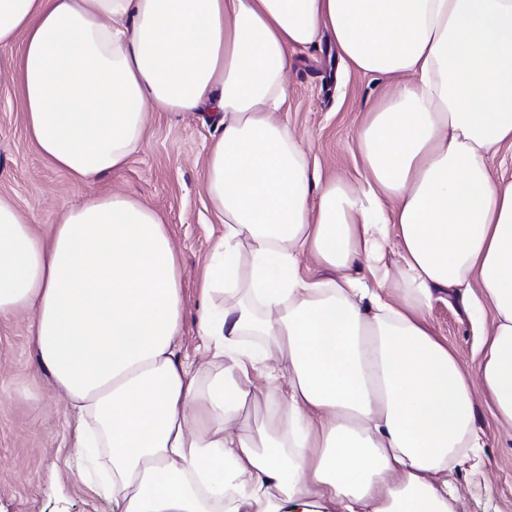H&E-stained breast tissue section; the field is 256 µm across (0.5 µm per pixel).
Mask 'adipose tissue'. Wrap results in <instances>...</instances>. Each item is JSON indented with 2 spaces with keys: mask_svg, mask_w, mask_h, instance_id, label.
Masks as SVG:
<instances>
[{
  "mask_svg": "<svg viewBox=\"0 0 512 512\" xmlns=\"http://www.w3.org/2000/svg\"><path fill=\"white\" fill-rule=\"evenodd\" d=\"M325 36L386 81L354 185L320 179L279 117L293 53ZM14 45L29 138L91 191L47 235L0 198V320L31 314L121 512H452L449 468L484 446L472 377L512 429V179L487 165L512 146V0H0ZM205 110L224 234L200 281L203 372L180 353L165 218L94 185L150 112ZM446 289L492 314L476 373L429 322ZM262 368L286 416L247 432Z\"/></svg>",
  "mask_w": 512,
  "mask_h": 512,
  "instance_id": "adipose-tissue-1",
  "label": "adipose tissue"
}]
</instances>
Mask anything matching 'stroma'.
Instances as JSON below:
<instances>
[{"mask_svg": "<svg viewBox=\"0 0 512 512\" xmlns=\"http://www.w3.org/2000/svg\"><path fill=\"white\" fill-rule=\"evenodd\" d=\"M17 50H0V197L11 200L41 233L88 188L48 166L27 136L15 95ZM384 79L345 71L329 40L297 51L288 73V123L322 178L357 182L363 170L358 141ZM213 119L154 113L147 135L124 168L102 177L106 192L132 195L162 214L178 252L183 286L182 354L196 365L211 359L197 334L202 267L223 235L204 186V163L216 135ZM429 319L468 368H475L490 323L474 321L464 300L443 294ZM31 316L0 321V512H118L104 487H90L73 447L76 420L48 372L38 367ZM475 425L484 434L479 461L464 460L451 475L453 507L464 512H512V433L474 385Z\"/></svg>", "mask_w": 512, "mask_h": 512, "instance_id": "35a3bbf8", "label": "stroma"}]
</instances>
